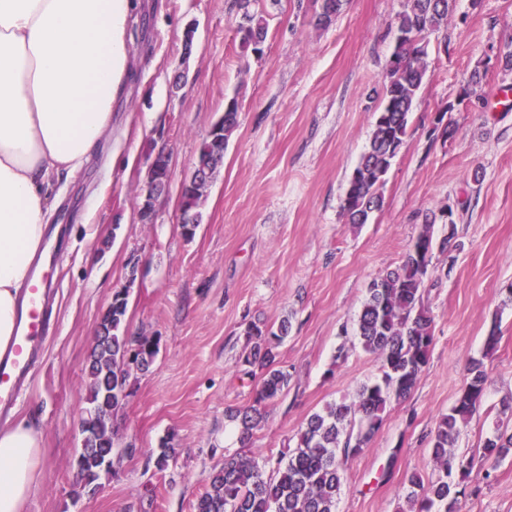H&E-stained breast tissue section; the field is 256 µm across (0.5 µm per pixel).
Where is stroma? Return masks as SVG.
<instances>
[{
    "label": "stroma",
    "instance_id": "stroma-1",
    "mask_svg": "<svg viewBox=\"0 0 512 512\" xmlns=\"http://www.w3.org/2000/svg\"><path fill=\"white\" fill-rule=\"evenodd\" d=\"M405 0H347L328 26L317 0H261V56L242 45L233 0H135L124 40L130 74L112 106V135L54 190L48 224L64 248L46 272L56 316L16 418L43 437L42 479L25 512H195L214 467L248 449L275 460L294 448L308 417L353 400L380 375L376 355L348 345L371 280L399 263L437 213L436 253L424 300L434 315L430 361L410 396L392 403L368 449L349 464L337 512H395L410 474L431 478L427 435L456 400L472 360L488 373L484 400L463 428L473 453L503 421L512 396V108L494 106L512 86V0H457L429 35L430 73L405 143L389 169L384 205L368 223L341 215L348 179L373 131L382 77ZM484 81L470 85L473 71ZM181 84H174L175 75ZM238 125L224 150L194 237L181 227L180 191L198 148L229 101ZM451 124L442 138L437 122ZM167 152L172 178L152 223L138 209L148 170ZM452 205L454 220L440 210ZM140 274L128 283V264ZM129 288L127 324L158 342L148 370H132L117 417L112 467L95 494L76 495L72 466L86 405L85 362L115 291ZM289 321L276 350L287 392L241 446L231 411L252 404L259 377L238 358L244 323ZM499 341L485 355L489 333ZM174 451L155 459L164 439ZM459 512H512V457L485 465Z\"/></svg>",
    "mask_w": 512,
    "mask_h": 512
}]
</instances>
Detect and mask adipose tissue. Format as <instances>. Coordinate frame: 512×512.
<instances>
[{
    "label": "adipose tissue",
    "mask_w": 512,
    "mask_h": 512,
    "mask_svg": "<svg viewBox=\"0 0 512 512\" xmlns=\"http://www.w3.org/2000/svg\"><path fill=\"white\" fill-rule=\"evenodd\" d=\"M132 0H0V350L44 248L49 190L112 133ZM43 448L25 421L0 427V512H24Z\"/></svg>",
    "instance_id": "obj_1"
}]
</instances>
